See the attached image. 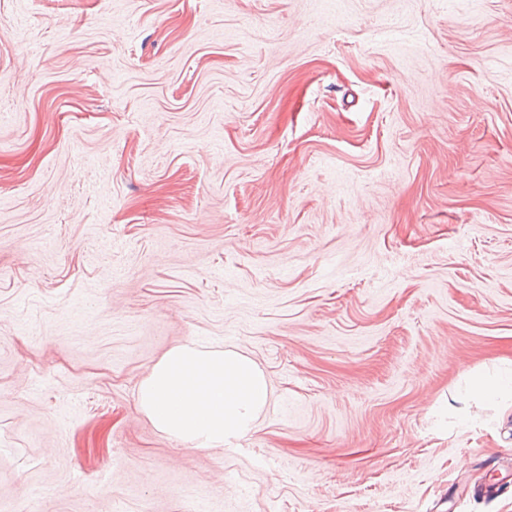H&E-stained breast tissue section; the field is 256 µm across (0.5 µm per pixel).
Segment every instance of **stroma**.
Returning a JSON list of instances; mask_svg holds the SVG:
<instances>
[{
	"label": "stroma",
	"instance_id": "stroma-1",
	"mask_svg": "<svg viewBox=\"0 0 512 512\" xmlns=\"http://www.w3.org/2000/svg\"><path fill=\"white\" fill-rule=\"evenodd\" d=\"M511 367L512 0H0V512H512ZM507 388L511 393L512 398V378L506 385L494 384L489 381L482 379L474 380L465 392L458 394L454 397V400L467 404L468 401L473 399H482L485 397L492 396L497 393L498 390Z\"/></svg>",
	"mask_w": 512,
	"mask_h": 512
}]
</instances>
